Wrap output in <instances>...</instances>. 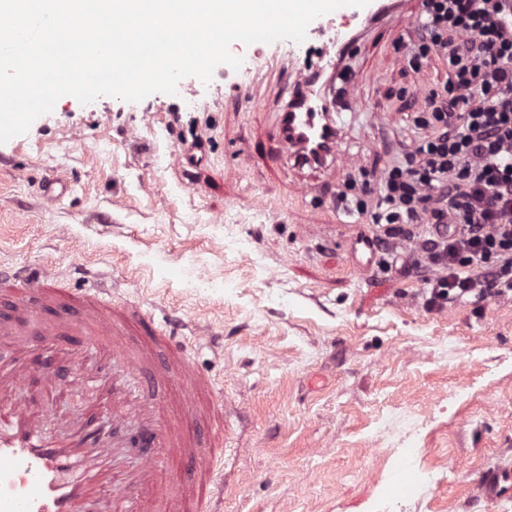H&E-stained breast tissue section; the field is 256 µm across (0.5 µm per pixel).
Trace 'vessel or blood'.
Segmentation results:
<instances>
[{"label":"vessel or blood","mask_w":512,"mask_h":512,"mask_svg":"<svg viewBox=\"0 0 512 512\" xmlns=\"http://www.w3.org/2000/svg\"><path fill=\"white\" fill-rule=\"evenodd\" d=\"M405 11L403 0H370L366 7L345 6L310 23L307 32L315 42L290 70V87L270 131L275 144L271 162L288 160L314 174L335 167L341 138L335 106L343 104L352 112L362 104L344 86L337 88L335 99L323 97L316 81L324 74L339 77L349 49ZM63 277L52 265L23 277L0 269V292L33 327L28 333L0 324V335L11 337L14 350L10 362L0 363V512H83L100 487L111 495L114 512H218L224 486L213 477L214 451L224 445V406L203 400V393L214 387L196 372L184 341L152 309L116 306L111 288L70 292L59 285ZM100 352L155 389L151 420L139 421V409L132 404L113 409L111 419L102 420L100 406L125 394L124 382L115 380L100 386L99 407L71 436L48 438L44 430L52 408L32 412L13 399V391L25 386L34 367L49 376L63 361ZM205 423L213 427L207 449L199 438ZM142 448L152 454L141 457L136 472L113 474L111 483H104L103 452L119 456ZM181 468L187 477L176 494L168 476ZM479 488L489 499L511 497L512 468L484 472Z\"/></svg>","instance_id":"vessel-or-blood-1"}]
</instances>
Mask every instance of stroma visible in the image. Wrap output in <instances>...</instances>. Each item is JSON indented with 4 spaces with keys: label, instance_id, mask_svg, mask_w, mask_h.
<instances>
[{
    "label": "stroma",
    "instance_id": "stroma-1",
    "mask_svg": "<svg viewBox=\"0 0 512 512\" xmlns=\"http://www.w3.org/2000/svg\"><path fill=\"white\" fill-rule=\"evenodd\" d=\"M413 29H377L346 60L362 112H341L335 171L269 167V130L288 85L283 59L234 43L239 70L137 103L65 96L0 143V265L48 260L65 284L119 283L219 341L189 347L224 402L223 512H375L412 427L442 473L406 512H512L484 499L482 472L512 465V298L429 307L416 269H354L336 196L417 139L411 123L434 61L408 64ZM183 158L174 161L173 149ZM61 176L70 192L45 203ZM71 379L51 429H70L97 389Z\"/></svg>",
    "mask_w": 512,
    "mask_h": 512
}]
</instances>
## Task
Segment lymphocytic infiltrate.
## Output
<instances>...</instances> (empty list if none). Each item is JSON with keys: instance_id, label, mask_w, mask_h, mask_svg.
I'll use <instances>...</instances> for the list:
<instances>
[{"instance_id": "1", "label": "lymphocytic infiltrate", "mask_w": 512, "mask_h": 512, "mask_svg": "<svg viewBox=\"0 0 512 512\" xmlns=\"http://www.w3.org/2000/svg\"><path fill=\"white\" fill-rule=\"evenodd\" d=\"M407 56L448 67L413 116L424 135L377 177L375 205L341 200L392 261L413 253L430 306L511 298L512 0H423Z\"/></svg>"}]
</instances>
